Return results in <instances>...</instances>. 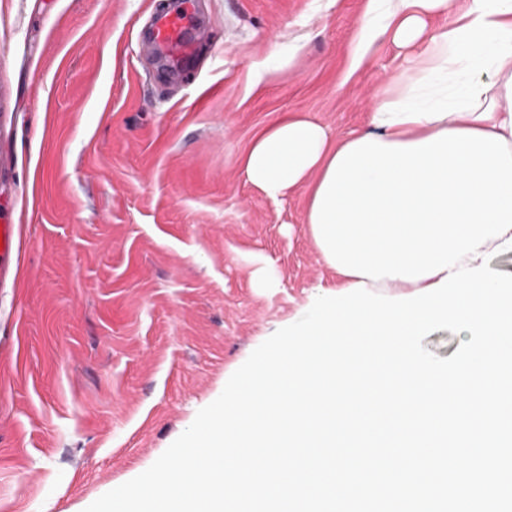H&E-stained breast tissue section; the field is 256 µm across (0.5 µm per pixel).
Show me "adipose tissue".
Returning <instances> with one entry per match:
<instances>
[{"mask_svg": "<svg viewBox=\"0 0 512 512\" xmlns=\"http://www.w3.org/2000/svg\"><path fill=\"white\" fill-rule=\"evenodd\" d=\"M439 15L452 26L432 29ZM380 16L408 66L367 130L338 138L291 113L241 168L274 201L307 189L306 222L342 287L419 290L512 237V0H366L353 66Z\"/></svg>", "mask_w": 512, "mask_h": 512, "instance_id": "obj_1", "label": "adipose tissue"}]
</instances>
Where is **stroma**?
<instances>
[{
  "label": "stroma",
  "instance_id": "35a3bbf8",
  "mask_svg": "<svg viewBox=\"0 0 512 512\" xmlns=\"http://www.w3.org/2000/svg\"><path fill=\"white\" fill-rule=\"evenodd\" d=\"M170 0H0V512H85L147 470L260 344L334 289L307 196L240 169L299 112L364 128L401 68L364 0H194L196 74L142 38ZM18 231L15 224H0V242L3 248L0 249V280L9 274L13 257L18 250Z\"/></svg>",
  "mask_w": 512,
  "mask_h": 512
}]
</instances>
